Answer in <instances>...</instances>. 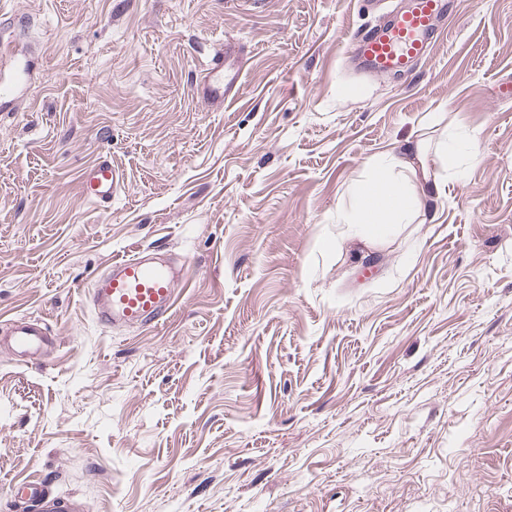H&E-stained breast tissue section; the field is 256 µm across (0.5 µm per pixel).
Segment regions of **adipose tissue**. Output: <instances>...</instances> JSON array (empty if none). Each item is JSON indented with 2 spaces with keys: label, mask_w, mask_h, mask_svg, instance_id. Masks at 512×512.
<instances>
[{
  "label": "adipose tissue",
  "mask_w": 512,
  "mask_h": 512,
  "mask_svg": "<svg viewBox=\"0 0 512 512\" xmlns=\"http://www.w3.org/2000/svg\"><path fill=\"white\" fill-rule=\"evenodd\" d=\"M431 154L447 156V143L434 146L420 137L407 147L405 156L391 155L368 163L366 178L350 208L338 217L347 227L348 239L366 243L382 235L388 225L409 224L418 217L423 203L412 179Z\"/></svg>",
  "instance_id": "ef3b65f1"
}]
</instances>
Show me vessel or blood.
I'll return each instance as SVG.
<instances>
[{"label":"vessel or blood","mask_w":512,"mask_h":512,"mask_svg":"<svg viewBox=\"0 0 512 512\" xmlns=\"http://www.w3.org/2000/svg\"><path fill=\"white\" fill-rule=\"evenodd\" d=\"M450 7V0H412L375 30L355 33L348 40L353 61L370 73L407 70L426 56L431 37ZM202 73L203 101L221 103L236 98L242 74L237 46L228 43L215 50ZM123 182V173L106 160L87 167L80 175L83 195L102 203L111 202ZM111 267L109 274L94 282V306L102 324L135 326L165 318L176 299L175 276L170 269L139 255L115 260ZM48 343L46 333L31 320H17L0 331V345L25 355L36 354ZM19 494L36 512H90L77 497L54 495L37 480L20 483Z\"/></svg>","instance_id":"vessel-or-blood-1"}]
</instances>
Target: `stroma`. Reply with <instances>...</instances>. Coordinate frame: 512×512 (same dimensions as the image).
I'll return each mask as SVG.
<instances>
[{"label": "stroma", "mask_w": 512, "mask_h": 512, "mask_svg": "<svg viewBox=\"0 0 512 512\" xmlns=\"http://www.w3.org/2000/svg\"><path fill=\"white\" fill-rule=\"evenodd\" d=\"M405 76L348 67L361 0H0V512L43 479L91 512H512V0H456ZM243 50L227 106L201 59ZM425 223L336 215L421 127ZM108 159L111 203L80 192ZM182 267L165 321L104 326L112 259ZM2 335L0 345L25 355H35L50 343L47 334L31 320H15L12 327L2 330Z\"/></svg>", "instance_id": "1"}]
</instances>
